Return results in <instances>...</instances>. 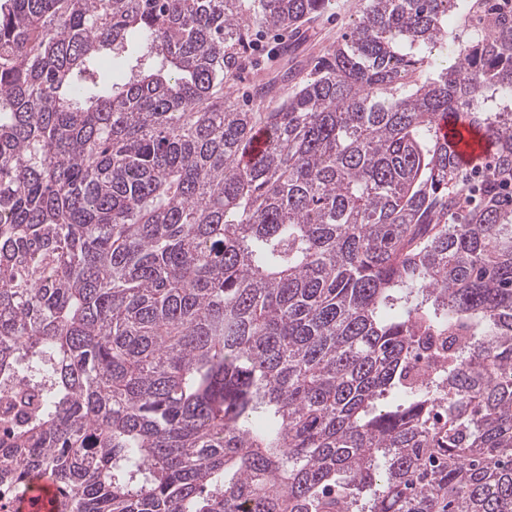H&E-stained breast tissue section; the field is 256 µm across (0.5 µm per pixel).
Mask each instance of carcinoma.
I'll list each match as a JSON object with an SVG mask.
<instances>
[{
  "label": "carcinoma",
  "mask_w": 512,
  "mask_h": 512,
  "mask_svg": "<svg viewBox=\"0 0 512 512\" xmlns=\"http://www.w3.org/2000/svg\"><path fill=\"white\" fill-rule=\"evenodd\" d=\"M333 2L0 0L1 490L512 512V9L457 44L482 0H359L238 108L251 31ZM440 133L454 145L462 164L474 165L491 154L490 140L461 119L449 125L448 121H441Z\"/></svg>",
  "instance_id": "1"
}]
</instances>
